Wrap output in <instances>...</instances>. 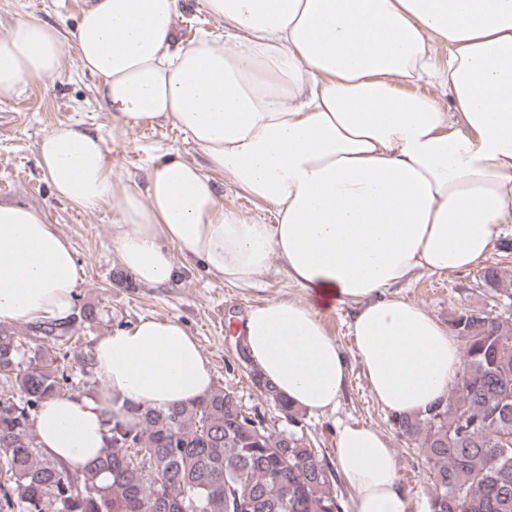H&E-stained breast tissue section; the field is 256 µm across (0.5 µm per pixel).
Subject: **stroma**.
<instances>
[{"mask_svg":"<svg viewBox=\"0 0 512 512\" xmlns=\"http://www.w3.org/2000/svg\"><path fill=\"white\" fill-rule=\"evenodd\" d=\"M87 0H0V31L18 20H35L55 27L65 39V57L59 73L28 85L18 97L0 102V201L33 207L72 245L78 266L76 305L92 304L102 312L93 330H80L81 344H91L115 329L142 317H176L194 336L210 359L217 385L231 387L245 409L264 414L269 424L283 430L287 418L261 395L254 367L244 360L239 331L248 311L266 300H306L289 283L280 265H272L255 286L237 287L214 278L202 264L180 263L176 281L145 288L123 270L111 248L112 226L120 217L119 201L96 209H82L59 198L36 163L39 141L51 130L76 126L101 136L109 157L124 179L144 183L157 160L181 157L201 161V154L177 128L144 124L123 129L98 101L96 76L84 70L74 36ZM480 269L454 274L418 272L405 296L449 324L463 311L506 315V299L486 293ZM355 307L336 303L323 309L322 319L348 360L349 376L335 413L302 414L303 441L321 449L328 462L336 460V427L341 423L371 425L384 433L398 462V479L408 501V512H427V468L415 441L398 433L392 415L373 399L354 357L350 321Z\"/></svg>","mask_w":512,"mask_h":512,"instance_id":"1","label":"stroma"}]
</instances>
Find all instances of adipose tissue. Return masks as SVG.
Here are the masks:
<instances>
[{"label":"adipose tissue","instance_id":"adipose-tissue-1","mask_svg":"<svg viewBox=\"0 0 512 512\" xmlns=\"http://www.w3.org/2000/svg\"><path fill=\"white\" fill-rule=\"evenodd\" d=\"M224 38L175 41L179 0H92L75 37L102 108L120 126L169 123L205 157L153 164L145 184L112 172L103 139L63 126L37 164L82 209L120 199L112 249L140 285L200 261L248 287L279 262L308 301L249 310L243 343L289 404L335 411L347 360L320 315L353 303L354 355L375 400L395 415L447 397L461 370L450 329L402 295L415 274L486 260L512 220V0H203ZM448 48L438 59L434 44ZM53 27L20 20L0 35V102L58 73ZM447 88L453 111L405 92ZM222 174L276 221L225 208ZM74 251L30 207L0 203V323L66 319ZM94 394L59 395L35 419L42 448L72 470L104 449L107 416L125 405L166 409L207 396L213 368L175 318L145 317L92 347ZM336 467L351 512H407L384 434L336 432Z\"/></svg>","mask_w":512,"mask_h":512}]
</instances>
